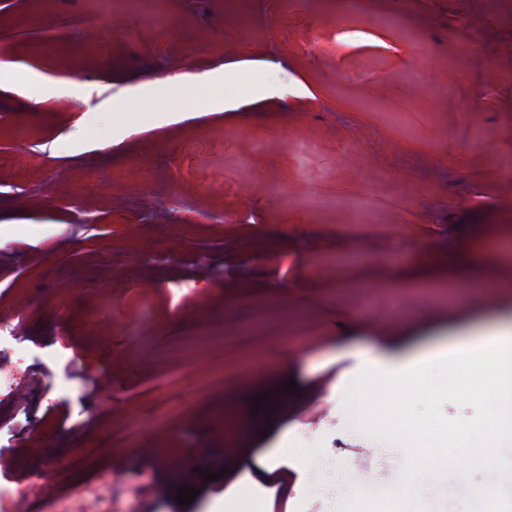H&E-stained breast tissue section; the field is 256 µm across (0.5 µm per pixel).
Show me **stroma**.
Returning a JSON list of instances; mask_svg holds the SVG:
<instances>
[{"mask_svg": "<svg viewBox=\"0 0 512 512\" xmlns=\"http://www.w3.org/2000/svg\"><path fill=\"white\" fill-rule=\"evenodd\" d=\"M344 2L166 0L158 27L132 0H0V305L25 297L16 345L41 379L36 425L0 413V448L38 439L59 461L90 443L122 479L156 475L145 448L175 442L184 470L143 512H230L235 494L204 474L241 446L242 418L261 447L302 449L304 475L327 453L359 475L333 502L305 482L289 494L252 485L246 512L283 498L288 512H375L402 480L409 454L376 423L392 404L360 389L358 359L379 330L473 302L458 262L493 225H512V0H362L349 22ZM378 14L396 25H373ZM214 72L222 88L199 94ZM147 85L174 111L140 96ZM362 197L374 206L344 234ZM348 251L370 276L338 268L324 287L320 255ZM145 264L160 312L137 348L125 325ZM385 266L404 278L386 281ZM184 280L198 286L187 304L166 293ZM100 300L112 333L99 340ZM243 302L307 313L288 343L270 333L280 362L247 370L266 375L268 399L249 381L188 393L157 432L172 394L155 379L179 341L221 333L224 309ZM290 380L306 398L286 392ZM406 399L451 428L487 415L456 384ZM124 421L140 423L137 445L116 440ZM486 478L476 467L461 481L426 476V512H475L470 491ZM187 484L198 494L183 506Z\"/></svg>", "mask_w": 512, "mask_h": 512, "instance_id": "35a3bbf8", "label": "stroma"}]
</instances>
